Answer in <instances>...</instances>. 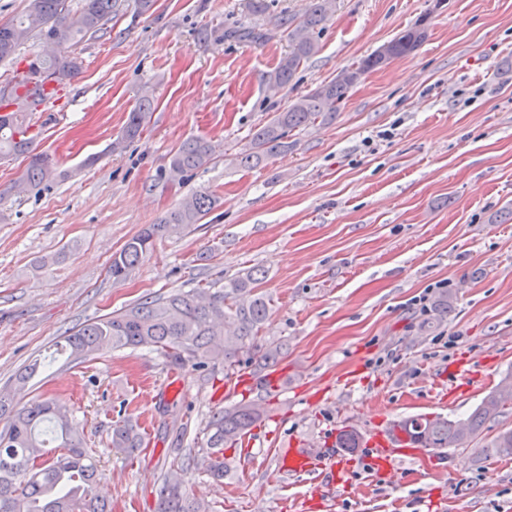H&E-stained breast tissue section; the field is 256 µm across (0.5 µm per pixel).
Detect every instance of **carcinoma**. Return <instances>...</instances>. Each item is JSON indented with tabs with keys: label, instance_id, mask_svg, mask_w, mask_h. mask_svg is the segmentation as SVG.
<instances>
[{
	"label": "carcinoma",
	"instance_id": "obj_1",
	"mask_svg": "<svg viewBox=\"0 0 512 512\" xmlns=\"http://www.w3.org/2000/svg\"><path fill=\"white\" fill-rule=\"evenodd\" d=\"M112 15V0H81L72 10L66 0H27L22 14L11 22L0 24V63L16 59L19 48L33 37L54 35L62 52L46 56L32 55L27 66L39 64L59 76L58 86L70 82L80 70V62L69 48L87 34L103 28ZM322 0H315L302 20L286 19L292 27L291 50L282 56L267 75L268 83L284 88L291 84L300 65L314 55L315 30L325 23ZM428 37V16L420 17L411 27L387 42L385 52L376 51L357 66L345 70L349 78H336L307 95L298 98L287 110L276 113L252 135L250 146L241 156L247 166H256L288 149V132L305 128L317 121L326 122L336 115V104L361 75L416 50ZM57 92V86L33 78L24 71L12 85V95L0 94V159L23 155L28 164L23 176L25 184L36 190L49 187L65 178L59 161L51 154L33 149L26 118L31 112L27 84ZM154 101L143 96L129 112L121 138L111 145L116 149L132 142L143 132ZM213 160L211 143L203 137L182 143L169 163L168 176L184 180L206 168ZM217 206V199L206 190L194 192L158 224H150L129 239L115 254L109 268L112 279L120 281L150 253L159 236L181 234L200 223ZM258 269L252 268L212 292L196 288L146 299L97 321L75 328L63 337L62 350L74 359H86L109 349H161L174 365L202 367L222 365L226 377L239 373L245 365L257 378L282 357L284 344L257 342L259 329L270 312V298L257 292ZM248 353L245 360L242 353ZM54 362L38 359L16 376L15 387L26 388L39 369ZM512 400V373L498 388L487 394L465 421L443 416L417 415L395 420L389 433L401 428L411 443L435 450L456 448L481 434L485 426L498 420L508 401ZM11 399L0 392V415L9 413V425L0 431V512H112V502L95 493L99 470L85 448L83 428L68 410L51 399L33 400L13 409ZM264 408L254 402H242L231 408L215 410L206 422V439L196 458L216 481L224 480V446L243 442L251 427L261 419ZM362 436L353 428L336 436V447H361ZM111 444L130 453L142 447L139 431L131 424L112 428ZM58 449L52 459L45 458L48 447ZM485 455L512 457V429L500 430L480 449ZM156 512H209V506L187 496L180 484L166 477L160 488Z\"/></svg>",
	"mask_w": 512,
	"mask_h": 512
}]
</instances>
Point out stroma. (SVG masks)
Wrapping results in <instances>:
<instances>
[{
	"mask_svg": "<svg viewBox=\"0 0 512 512\" xmlns=\"http://www.w3.org/2000/svg\"><path fill=\"white\" fill-rule=\"evenodd\" d=\"M267 3L256 16L247 0H156L141 14L116 0L103 29L73 46L80 74L30 120L37 150L67 178L25 191L26 159L0 160V390L73 327L148 297L217 291L255 267L271 299L259 336L288 349L279 385L178 368L156 349L63 356L30 380L27 399L53 398L83 425L112 512H155L170 471L187 493L206 488L213 512H512V458H484L488 429L401 461L398 481L365 478L359 497L346 484L327 498L283 487L276 466L280 445L325 448L347 425L367 437L406 416L466 418L512 372V221L500 220L512 210V0H331L318 52L285 88L265 76L291 47L285 18L311 0ZM424 14L428 39L364 74L334 119L240 165L259 126ZM250 27L265 41L212 36ZM144 94L156 109L141 138L111 150ZM196 136L214 145L212 163L168 179L171 156ZM198 190L216 209L113 281L126 241ZM443 289V322L413 308ZM471 355L483 368L449 391ZM241 400L267 413L252 445L225 451L217 482L187 455L210 412ZM124 420L146 442L132 455L110 445Z\"/></svg>",
	"mask_w": 512,
	"mask_h": 512,
	"instance_id": "obj_1",
	"label": "stroma"
}]
</instances>
